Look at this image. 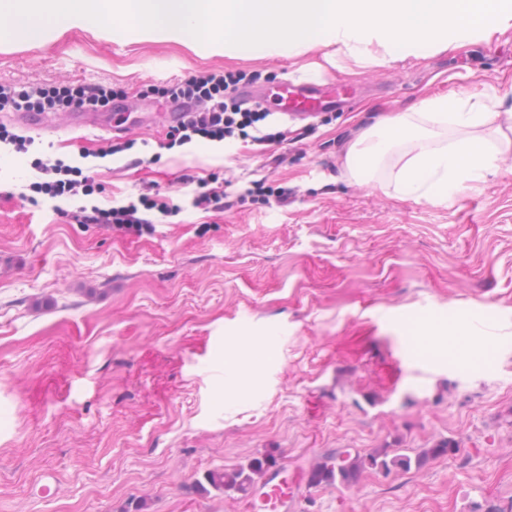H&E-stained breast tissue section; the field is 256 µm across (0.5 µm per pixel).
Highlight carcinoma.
<instances>
[{
  "instance_id": "1",
  "label": "carcinoma",
  "mask_w": 512,
  "mask_h": 512,
  "mask_svg": "<svg viewBox=\"0 0 512 512\" xmlns=\"http://www.w3.org/2000/svg\"><path fill=\"white\" fill-rule=\"evenodd\" d=\"M457 443L453 439H442L433 446L411 457L398 454L390 448H376L361 455L348 449L328 453L322 461L311 468L309 485L313 487L340 484H356L366 471L389 473L394 469H420L429 461L456 453ZM274 461L271 456L255 458L232 470H212L203 475L204 482L216 491H233L241 495L261 476L265 468Z\"/></svg>"
}]
</instances>
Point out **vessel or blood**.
Instances as JSON below:
<instances>
[{"instance_id": "vessel-or-blood-1", "label": "vessel or blood", "mask_w": 512, "mask_h": 512, "mask_svg": "<svg viewBox=\"0 0 512 512\" xmlns=\"http://www.w3.org/2000/svg\"><path fill=\"white\" fill-rule=\"evenodd\" d=\"M341 95V90L314 81L286 79L280 84L282 112L289 116L332 109ZM304 478V470L292 471L283 463L270 466L263 482L247 495L248 512H294Z\"/></svg>"}]
</instances>
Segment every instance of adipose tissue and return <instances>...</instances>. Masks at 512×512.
Instances as JSON below:
<instances>
[{
  "instance_id": "adipose-tissue-1",
  "label": "adipose tissue",
  "mask_w": 512,
  "mask_h": 512,
  "mask_svg": "<svg viewBox=\"0 0 512 512\" xmlns=\"http://www.w3.org/2000/svg\"><path fill=\"white\" fill-rule=\"evenodd\" d=\"M497 113L448 96L422 100L413 111L394 115L363 131L346 153V166L355 175L368 170L378 159L404 141L414 150L396 174L402 197L434 204L448 201L467 185L503 174L500 154L481 136L482 128L497 125ZM433 124H449L466 135L447 145L436 144L429 130Z\"/></svg>"
}]
</instances>
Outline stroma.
Returning a JSON list of instances; mask_svg holds the SVG:
<instances>
[{
  "label": "stroma",
  "mask_w": 512,
  "mask_h": 512,
  "mask_svg": "<svg viewBox=\"0 0 512 512\" xmlns=\"http://www.w3.org/2000/svg\"><path fill=\"white\" fill-rule=\"evenodd\" d=\"M373 53L229 57L78 26L0 44V84L106 81L134 115L114 136L60 110L28 152L0 148V512H245L198 480L448 437L452 456L302 489L296 512H512V174L433 204L397 194V153L366 183L345 164L364 129L431 96L511 111L512 14L461 46ZM222 71L351 93L308 120L269 117L281 144L169 146L147 89ZM59 160L94 194L35 195ZM185 174L223 183L227 209L188 207ZM256 180L273 196H246ZM143 194L181 211H148L135 233L69 216ZM421 325L432 351L408 333Z\"/></svg>",
  "instance_id": "1"
}]
</instances>
